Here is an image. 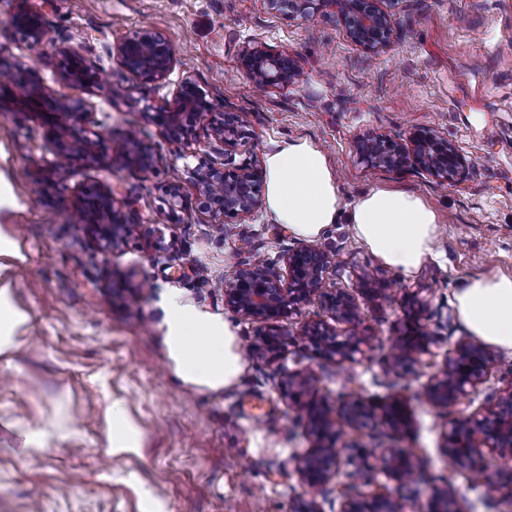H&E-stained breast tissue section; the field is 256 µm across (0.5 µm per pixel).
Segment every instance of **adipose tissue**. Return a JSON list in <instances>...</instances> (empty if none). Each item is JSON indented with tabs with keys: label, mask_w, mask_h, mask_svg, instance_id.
Masks as SVG:
<instances>
[{
	"label": "adipose tissue",
	"mask_w": 512,
	"mask_h": 512,
	"mask_svg": "<svg viewBox=\"0 0 512 512\" xmlns=\"http://www.w3.org/2000/svg\"><path fill=\"white\" fill-rule=\"evenodd\" d=\"M265 210L268 218L296 238L312 241L338 223L385 266L409 275L436 256L441 222L422 195L377 186L344 201L328 155L307 138L280 143L264 157ZM23 255L19 242L0 233V362H11L28 315L13 286ZM164 342L171 368L183 383L219 390L236 382L244 363L238 337L229 322L201 312L176 293L162 298ZM454 305L468 332L483 343L512 353V276L471 279L454 294ZM109 455L138 453L143 434L119 402L103 421Z\"/></svg>",
	"instance_id": "1"
}]
</instances>
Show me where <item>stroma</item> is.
I'll use <instances>...</instances> for the list:
<instances>
[{"label":"stroma","instance_id":"stroma-1","mask_svg":"<svg viewBox=\"0 0 512 512\" xmlns=\"http://www.w3.org/2000/svg\"><path fill=\"white\" fill-rule=\"evenodd\" d=\"M21 9L43 14L50 42L30 44L9 27ZM392 12L393 45L375 54L351 41L330 5L302 20L271 12L265 0H0V71L29 69L55 95L87 100L85 127L103 136L96 159L79 162L68 191L59 192L45 173L44 116L10 101L0 86V179L15 195L13 206L0 209V231L18 239L25 256L13 286L29 316L12 366H0V418L60 431L48 448L24 454L13 432L0 428V512H144L148 496L163 512H296L303 500L314 501L318 512H339L344 484L353 496L370 497L373 485L351 480L345 469L313 494L299 480L294 459L308 455L314 442L283 395L286 369L312 375L314 400L331 414L346 402L379 407L396 394L407 398L408 430L391 431L374 418L341 437L349 445L416 452L429 482L407 512H425L433 483L448 485L472 512H512V478L498 452L481 461L502 484L489 500L480 474L441 449L444 418L482 419L512 382V355L495 351L483 381L443 415L422 396L430 369L416 363L398 378L384 371L406 331L410 296L428 300L424 324L437 351L450 352L467 335L454 293L473 277L512 275V0H395ZM119 28L150 29L173 42L178 61L165 80L146 83L120 66ZM255 39L288 52L301 70L299 82L253 88L237 57ZM64 48L83 58L97 84L62 81ZM187 77L216 111L247 113L251 135L236 162L263 166L275 144L306 137L330 157L344 200L384 184L420 193L438 211L439 255L409 277L379 263L346 225L318 240L334 255L327 288L352 295L362 321L354 327L336 320L315 301L284 326L297 335L323 321L340 334L357 333L364 354L354 366L319 358L296 340L280 362L245 358L239 381L216 392L174 375L163 343L162 294L177 292L227 320L248 349L261 326L225 307L224 285L240 265L278 262L297 244L259 209L215 224L191 200L179 222L170 223L169 183L177 177L189 184L220 149L205 144L181 156L144 113L171 99ZM422 127L434 128L469 159L454 181L442 184L411 167L374 170L356 154L358 139H398ZM130 128L162 156L152 172L115 162ZM105 185L138 199L126 214L136 229L113 250L76 225L83 199ZM368 283L383 296L366 297ZM113 401L143 432L138 455L105 454L102 417Z\"/></svg>","mask_w":512,"mask_h":512}]
</instances>
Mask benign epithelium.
Segmentation results:
<instances>
[{
    "label": "benign epithelium",
    "mask_w": 512,
    "mask_h": 512,
    "mask_svg": "<svg viewBox=\"0 0 512 512\" xmlns=\"http://www.w3.org/2000/svg\"><path fill=\"white\" fill-rule=\"evenodd\" d=\"M288 2L289 13L301 18L311 17L325 2L338 7L339 15L350 39L371 52L388 48L392 42L395 22L388 9L392 0H266L269 10L280 11ZM9 26L35 45L48 38L42 15L21 11L9 20ZM115 48L122 68L134 73L145 82L164 80L175 63V50L171 41L150 30L126 31L116 35ZM64 56L62 80L91 85L95 76L81 60L60 50ZM239 63L243 73L264 92L273 87H287L295 83L300 69L286 52H272L265 45L253 42L242 47ZM16 85L29 90L30 110L45 113L53 131L47 149L52 154L48 174L53 184L62 191L68 189L74 167L80 160L96 155L100 139H93L82 128L87 116L88 103L80 98H57L45 94L35 86L33 74L25 70ZM150 121L158 126L165 139L183 152L202 143L214 140L224 144V160L219 164L195 171L192 187L196 198L216 224L228 218L250 215L261 201L262 185L258 170L250 163L236 164L233 155L238 146L250 135L249 122L240 112H217L206 94L189 78L177 87L172 99L147 107ZM356 153L371 168L401 170L416 167L433 178L446 182L459 176L469 165V160L448 139L431 128L409 132L406 140L396 141L379 135L360 139ZM123 165L152 171L162 161L154 149L139 139L136 130L123 135L119 155ZM101 199L91 201L79 209V223L90 233L117 247L131 235L136 225L128 222L122 208L135 204L131 197L117 198L112 187L100 191ZM167 214L175 217L184 208L183 187L174 182L167 189ZM283 266L275 267L264 262L241 265L224 287V305L241 317L263 325L256 349L270 361L280 359L288 345V335L279 329V322L289 318L302 304L313 300L334 311L338 318L353 325L360 323L361 315L355 300L343 293H331L324 288V279L332 266L331 252L307 244L288 250L282 257ZM317 355L341 366L353 360L362 339L341 336L326 324L316 323L301 333ZM432 335L415 322L413 330L401 337L394 349L393 361L385 364L386 370L395 375L413 359L423 356L434 358ZM492 356L487 346L471 338L459 342L454 357L447 359L430 379L424 396L430 405L446 408L456 403L468 389L476 387L487 374ZM312 388V378L300 373H288L283 393L306 420L314 438V454L322 464L313 466L309 458L296 461L295 470L310 489H317L338 473L343 465L353 467V473L363 475L374 469L370 463H358L364 458L360 448L338 446L342 428L354 426L371 415L362 402H355L341 409L331 418L314 408V404L301 401L302 393ZM387 421L393 429H407L409 418L404 401L398 397L385 408ZM507 452L512 460V381L497 399L481 423L471 425L464 420L451 423L445 432L444 453L457 462H471L481 456L483 449ZM382 471L386 478L400 488L418 491L415 481L419 475L412 455L405 448H387L381 456ZM341 512H404L400 498L379 494L368 499L346 498Z\"/></svg>",
    "instance_id": "benign-epithelium-1"
}]
</instances>
